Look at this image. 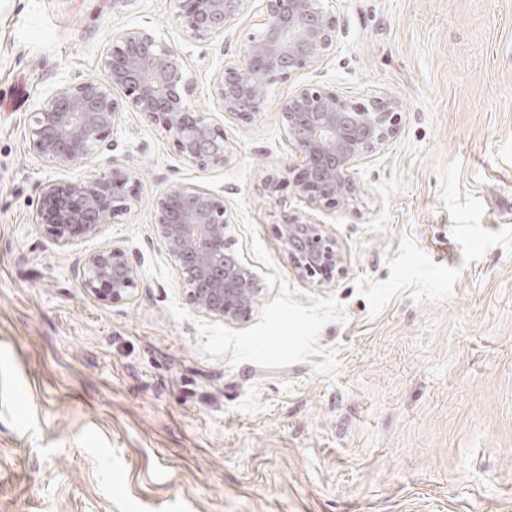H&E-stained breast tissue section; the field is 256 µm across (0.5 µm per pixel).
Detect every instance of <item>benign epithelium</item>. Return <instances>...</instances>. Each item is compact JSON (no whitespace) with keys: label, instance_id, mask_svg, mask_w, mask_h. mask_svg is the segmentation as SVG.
<instances>
[{"label":"benign epithelium","instance_id":"benign-epithelium-1","mask_svg":"<svg viewBox=\"0 0 512 512\" xmlns=\"http://www.w3.org/2000/svg\"><path fill=\"white\" fill-rule=\"evenodd\" d=\"M248 0H180L177 18L186 33L204 35L237 20ZM261 30L224 64L214 94L225 114L253 121L266 106L269 80L289 78L322 66L336 44L338 19L322 0H263ZM105 75L94 82L63 84L34 113L27 129L42 158L59 167L86 161L102 149L122 113L114 97L125 90L131 104L171 138L187 161L205 167L228 157L224 136L186 102L190 85L178 55L145 29H125L112 36L104 57ZM289 144L299 160L294 185L312 204L331 205L358 192L351 169L382 149L399 130L402 105L386 93L365 103H350L335 91L306 84L279 104ZM130 173L115 178L105 172L74 182L47 184L36 219L56 243L96 236L109 216L127 212L137 202ZM157 234L177 269L193 272L187 296L197 312L226 322L247 319L262 294L259 279L224 236L232 223L224 198L186 183L166 186L154 198ZM277 233L300 274L327 282L342 269L336 239L324 225L293 216ZM81 282L104 303L130 297L138 273L121 247H103L83 260Z\"/></svg>","mask_w":512,"mask_h":512}]
</instances>
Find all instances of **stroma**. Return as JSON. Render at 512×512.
<instances>
[{
	"label": "stroma",
	"mask_w": 512,
	"mask_h": 512,
	"mask_svg": "<svg viewBox=\"0 0 512 512\" xmlns=\"http://www.w3.org/2000/svg\"><path fill=\"white\" fill-rule=\"evenodd\" d=\"M323 5L333 51L271 78L244 123L213 85L262 0L201 37L178 0H0V512H512V0ZM130 28L179 56L225 163L188 162L129 104L87 162L33 148V113L102 78ZM308 83L402 105L397 135L355 166L353 201L265 188L295 160L279 103ZM102 170L135 173L136 206L96 237L50 240L43 186ZM172 182L224 197L263 288L249 319L188 302L155 224ZM292 214L335 237L329 283L291 266L276 227ZM112 245L139 286L104 304L77 267Z\"/></svg>",
	"instance_id": "stroma-1"
}]
</instances>
